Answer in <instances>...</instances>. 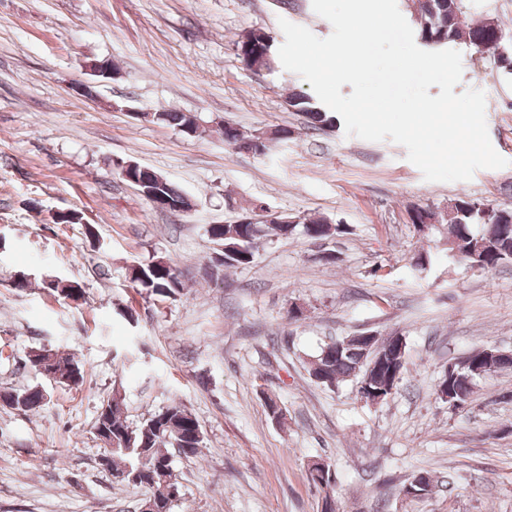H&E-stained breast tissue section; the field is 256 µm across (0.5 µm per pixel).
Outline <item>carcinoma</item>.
I'll list each match as a JSON object with an SVG mask.
<instances>
[{"instance_id":"cac0c4a2","label":"carcinoma","mask_w":512,"mask_h":512,"mask_svg":"<svg viewBox=\"0 0 512 512\" xmlns=\"http://www.w3.org/2000/svg\"><path fill=\"white\" fill-rule=\"evenodd\" d=\"M415 11L422 18L416 27L419 38L426 45L438 47L464 40L479 52H490L499 68L512 73V34L491 18L465 22L464 0H412ZM292 106L305 115L307 122L316 126L336 124V115L324 109L313 98L294 94ZM224 143L236 150L251 146L252 136L239 128L224 125ZM448 258L470 264L483 263L491 271L505 263H512V209L490 206L468 198H458L448 210ZM302 232L311 240H329L347 233L345 226L330 224L323 216L309 217L299 223ZM297 226V227H299ZM288 224H212L209 230L216 245L214 261L226 268H239L252 263L258 244L271 237L287 238L297 231ZM132 280L149 299L175 300L183 295L181 272L164 260H152L133 269ZM59 295L81 296L83 288L75 281L46 283ZM321 365L317 384L332 389L350 377L361 378L365 373L363 354L346 347L339 356L318 354ZM482 371L464 369L448 372L442 381L448 382L452 401L466 402L476 379L502 371L506 366L495 360L479 361ZM54 374L70 379L78 376L83 382L84 365L69 354L55 351ZM5 392L14 397V403L24 411L35 410L47 401V396L36 386L9 387ZM124 401L104 402L96 420V427L112 433L115 446L105 450L112 459V470L126 471L127 483L142 485L147 480L157 487L180 486L169 455L176 448L188 449L195 455L204 442L202 429L195 416L180 403L171 402L139 422L129 421Z\"/></svg>"}]
</instances>
